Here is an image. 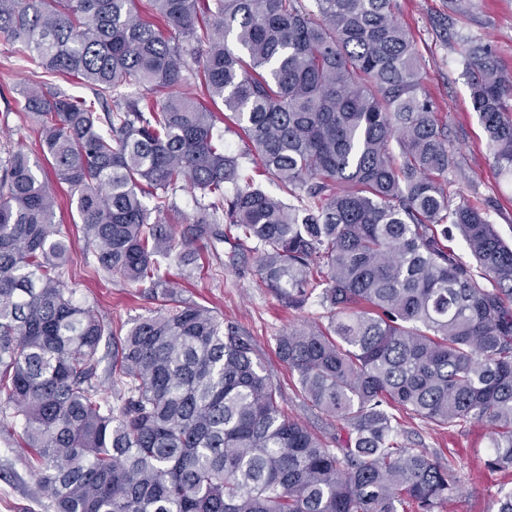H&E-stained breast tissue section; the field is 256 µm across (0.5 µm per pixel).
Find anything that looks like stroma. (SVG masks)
Wrapping results in <instances>:
<instances>
[{
  "instance_id": "obj_1",
  "label": "stroma",
  "mask_w": 512,
  "mask_h": 512,
  "mask_svg": "<svg viewBox=\"0 0 512 512\" xmlns=\"http://www.w3.org/2000/svg\"><path fill=\"white\" fill-rule=\"evenodd\" d=\"M396 13L411 33L423 60V84L436 112L448 124L463 177H452L450 191L457 200L485 209L498 235L512 244V180L499 178L486 148L485 133L470 106L469 88L462 75L464 61L456 46L469 38L489 45L501 66L512 70V0H470L466 12L456 13L450 0H395ZM29 79L0 45V146L39 157V140L30 122L15 110L18 89ZM201 261L209 267L204 278L182 275L171 267V282L183 301L208 307L225 322L237 325L260 347L264 363L283 391L282 407L317 433L341 434L340 424H327L303 405L292 386L288 368L277 357L274 338L283 329L321 320L317 303L304 310L285 307L260 282L253 256L234 259L228 244L204 248ZM78 284L77 296L94 306L103 319L130 321L157 308L158 302L135 285L119 279L87 276L80 265L68 268ZM400 439L411 448H424L440 459H452L451 475L459 493L449 512H496L499 477L484 459L489 439L483 424L474 423L452 434L434 424L401 416ZM0 512H54L50 496L27 464L26 449L0 438Z\"/></svg>"
}]
</instances>
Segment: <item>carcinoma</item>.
I'll return each mask as SVG.
<instances>
[{
	"label": "carcinoma",
	"mask_w": 512,
	"mask_h": 512,
	"mask_svg": "<svg viewBox=\"0 0 512 512\" xmlns=\"http://www.w3.org/2000/svg\"><path fill=\"white\" fill-rule=\"evenodd\" d=\"M0 43L30 74L16 110L69 186L87 274L164 298L127 328L76 300L55 191L4 150L0 434L29 449L55 512H440L451 464L399 442L398 412L486 424L496 512H512V246L448 194L465 173L394 0H0ZM463 54L512 177V72L486 45ZM197 79L288 199L242 175ZM186 185L192 216L173 199ZM218 243L255 254L289 308L325 310L275 349L341 442L284 412L251 336L170 290L173 252L191 277Z\"/></svg>",
	"instance_id": "obj_1"
}]
</instances>
